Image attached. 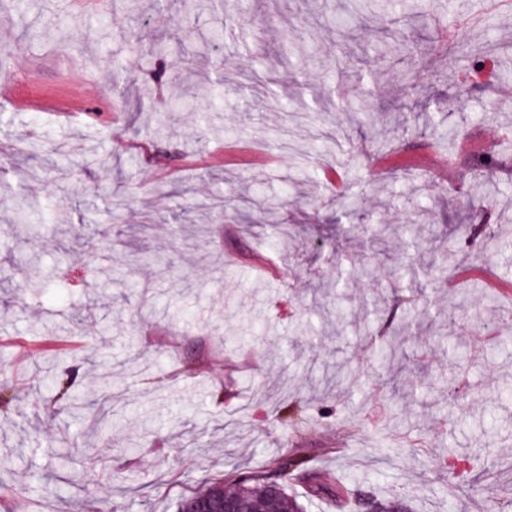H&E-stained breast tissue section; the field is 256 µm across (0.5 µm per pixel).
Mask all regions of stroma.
Instances as JSON below:
<instances>
[{
    "mask_svg": "<svg viewBox=\"0 0 512 512\" xmlns=\"http://www.w3.org/2000/svg\"><path fill=\"white\" fill-rule=\"evenodd\" d=\"M148 6L156 35L169 41L172 69L199 38L215 44L226 83L193 77L188 95L156 86L146 72L129 80L135 15L75 5L59 17L52 0H0V48L12 64L0 73V512H175L182 495L236 469L269 473L275 459L302 456L321 480L352 498L403 489L415 512H448L446 473L421 468L426 457L456 460L484 490L512 494V250L483 253L480 238L460 242L455 228L500 225L512 208L463 209L477 178L512 185V106L493 89L460 96L459 109L435 103L458 96L439 50V31L458 27L469 50L512 42V12L484 0H428L429 23L403 25L400 63L383 65L358 44L385 42L384 15L361 0H250L225 26L219 0L184 15ZM299 47L301 62L284 91L266 93L278 60ZM355 67L368 82L365 120L344 108L354 96L339 72ZM427 90L428 128L402 133L392 120L405 75ZM319 101L321 113L290 121L291 98ZM463 126L455 143L442 130ZM42 140L36 158L27 141ZM500 159L487 169L486 158ZM406 178L394 181V170ZM316 173L318 184L306 182ZM342 174L357 209L329 183ZM124 187L128 224H108L113 189ZM222 196L232 188L261 199L288 194L282 212L295 240L270 245L271 228L248 225L247 211L181 214L173 190ZM318 190L316 206L301 198ZM412 224L450 238L477 272L463 283L470 299L447 322L454 292L435 279L437 255L410 265L403 237L376 279L354 278L372 246L342 229L369 220ZM160 264L131 262L134 253ZM352 278L370 308L391 277L416 274L425 285L416 321L443 319L438 337L412 343L402 373L409 387L379 396L386 374L374 367L373 333L338 339L326 317L302 316L296 300L337 272ZM489 279L501 289L486 288ZM296 336L298 349L277 344ZM347 365L348 380L322 395L313 377ZM110 374L123 412L117 429H88L62 409L56 381L72 379L86 400ZM294 379L289 400L311 423L283 425L262 393ZM374 412L402 419L350 440L344 420L360 391ZM154 440L159 450L129 453L123 442Z\"/></svg>",
    "mask_w": 512,
    "mask_h": 512,
    "instance_id": "1",
    "label": "stroma"
}]
</instances>
